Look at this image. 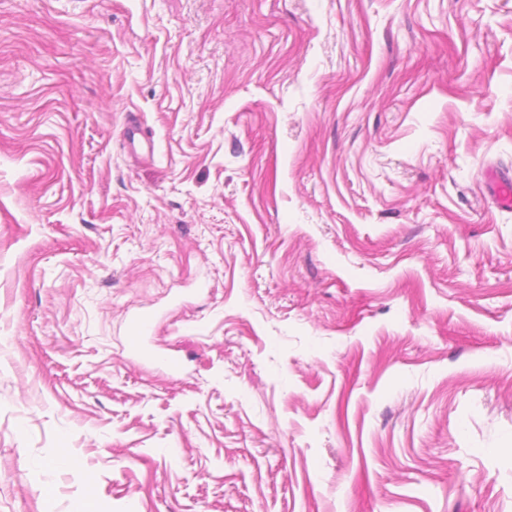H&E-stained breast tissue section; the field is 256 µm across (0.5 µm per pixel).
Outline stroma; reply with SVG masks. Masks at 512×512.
I'll list each match as a JSON object with an SVG mask.
<instances>
[{
  "label": "stroma",
  "mask_w": 512,
  "mask_h": 512,
  "mask_svg": "<svg viewBox=\"0 0 512 512\" xmlns=\"http://www.w3.org/2000/svg\"><path fill=\"white\" fill-rule=\"evenodd\" d=\"M490 168L512 0H0V512H512Z\"/></svg>",
  "instance_id": "obj_1"
}]
</instances>
